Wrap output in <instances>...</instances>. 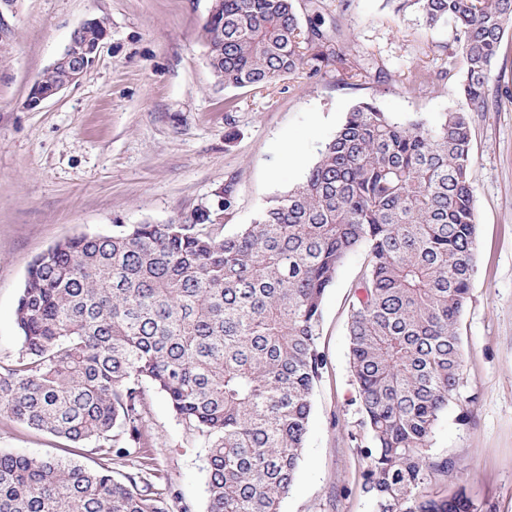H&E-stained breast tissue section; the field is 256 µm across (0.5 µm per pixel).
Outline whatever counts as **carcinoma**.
<instances>
[{
	"mask_svg": "<svg viewBox=\"0 0 512 512\" xmlns=\"http://www.w3.org/2000/svg\"><path fill=\"white\" fill-rule=\"evenodd\" d=\"M401 15L448 23L458 107L405 118L357 102L293 187L269 197L232 236L224 204L171 224H114L54 244L29 265L15 309L22 351L0 370V413L107 462L149 452L146 388L207 441L206 512H281L293 484L323 357L324 294L348 255L367 248L349 327L350 364L371 447L364 489L375 512H471L463 492L423 494L446 457L432 434L457 395L456 325L470 292L476 214L472 114L490 111L493 61L512 0H389ZM336 25H304L293 0H215L203 27L220 85L263 88L319 71ZM0 512H188L139 463L0 454Z\"/></svg>",
	"mask_w": 512,
	"mask_h": 512,
	"instance_id": "carcinoma-1",
	"label": "carcinoma"
}]
</instances>
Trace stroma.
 Listing matches in <instances>:
<instances>
[{"mask_svg":"<svg viewBox=\"0 0 512 512\" xmlns=\"http://www.w3.org/2000/svg\"><path fill=\"white\" fill-rule=\"evenodd\" d=\"M326 23L353 40L369 77L343 80L326 41L317 74L280 78L264 89L216 85L203 26L211 0H18L13 37L0 43V366L21 350L15 309L30 263L57 241L108 234L116 224H168L217 204L235 178L238 207L224 235L254 221L267 198L299 182L317 151L358 101L387 112L437 115L456 108L457 77L439 71L454 49L451 25L429 27L395 13L389 0H324ZM108 35L77 84L30 106L33 83L89 19ZM493 70L504 90L496 112L472 119L471 185L477 216L470 298L457 332L460 388L442 415L430 452L448 474L425 492L464 490L474 512H512V30ZM436 74L415 90V72ZM365 249L349 255L328 288L315 343L324 365L296 479L282 512H373L364 490L370 445L350 366L349 323ZM151 467L160 487L190 512H206L203 438L147 391ZM0 453L57 457L90 469L81 447L0 415Z\"/></svg>","mask_w":512,"mask_h":512,"instance_id":"1","label":"stroma"}]
</instances>
